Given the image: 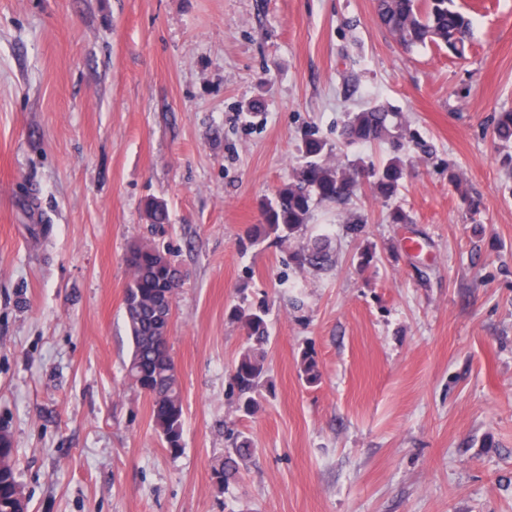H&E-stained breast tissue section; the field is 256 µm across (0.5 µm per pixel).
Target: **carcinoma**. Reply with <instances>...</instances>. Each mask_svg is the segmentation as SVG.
Masks as SVG:
<instances>
[{
	"instance_id": "1",
	"label": "carcinoma",
	"mask_w": 512,
	"mask_h": 512,
	"mask_svg": "<svg viewBox=\"0 0 512 512\" xmlns=\"http://www.w3.org/2000/svg\"><path fill=\"white\" fill-rule=\"evenodd\" d=\"M380 25L407 49L434 47L455 57L464 55L472 31V19L455 0H376ZM494 136L500 148L512 149V110L497 113ZM340 137L347 145L382 143L387 155L379 163L330 161L332 148L315 132L304 134L300 151L304 162L273 197L261 203L263 223L254 240L273 238L284 243L300 236L316 204L345 203L357 195L363 183L385 201L396 196L405 174V157L413 152L430 158L435 148L408 126L401 113L376 101L346 113ZM150 224L168 223L165 203L151 200L146 205ZM296 264L324 269L333 262L330 243L318 236L300 245L293 254ZM131 271L125 290V320L132 343L126 366L131 385L152 403L154 428L169 451L182 448L184 405L177 365L169 345L173 301L183 274L170 252L142 243L127 257ZM231 318L241 324L247 346L235 363L231 380L239 408L252 413L257 396L266 383L264 346L269 340L267 313L259 308L235 307ZM254 454L251 442H236L224 461L213 468L212 480L219 489L238 480L241 464ZM15 448L10 434L0 430V512H27V499L19 496Z\"/></svg>"
}]
</instances>
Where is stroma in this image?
<instances>
[{"instance_id": "35a3bbf8", "label": "stroma", "mask_w": 512, "mask_h": 512, "mask_svg": "<svg viewBox=\"0 0 512 512\" xmlns=\"http://www.w3.org/2000/svg\"><path fill=\"white\" fill-rule=\"evenodd\" d=\"M457 2L473 18L462 59L405 51L374 0H0V428L28 512H512V169L493 137L512 110V0ZM375 100L436 147L393 202L365 188L314 210L302 235L328 234L325 271L249 238L305 129L344 162L384 155L338 143ZM151 198L169 224H148ZM394 205L411 223L389 222ZM140 242L185 274L176 454L126 377ZM236 306L270 328L274 390L248 416ZM239 435L255 456L218 489Z\"/></svg>"}]
</instances>
